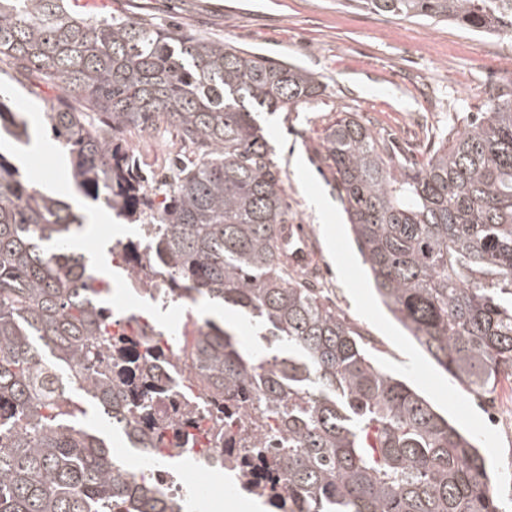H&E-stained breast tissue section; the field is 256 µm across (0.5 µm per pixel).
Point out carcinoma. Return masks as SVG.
Returning <instances> with one entry per match:
<instances>
[{
	"label": "carcinoma",
	"mask_w": 512,
	"mask_h": 512,
	"mask_svg": "<svg viewBox=\"0 0 512 512\" xmlns=\"http://www.w3.org/2000/svg\"><path fill=\"white\" fill-rule=\"evenodd\" d=\"M404 18L512 37V0H359ZM61 90L44 120L93 201L142 230L122 245L166 305L208 298L243 315L274 354L255 359L214 321L181 335L178 360L224 440L256 404L285 435L267 448L303 512H499L488 459L469 433L383 371L322 291L292 275L277 226L282 180L258 118L316 97L322 83L220 39L180 36L133 18L78 15L68 0H0V62ZM171 126L194 159L157 203L127 135ZM32 141L0 95V135ZM352 240L380 301L452 380L489 393L512 379V81L419 166L402 163L357 113L325 130ZM161 211L158 228L151 222ZM83 216L40 192L0 152V512H176L112 458V434L164 457L162 332L112 333L111 288L71 249Z\"/></svg>",
	"instance_id": "carcinoma-1"
}]
</instances>
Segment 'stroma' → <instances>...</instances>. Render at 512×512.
Listing matches in <instances>:
<instances>
[{"mask_svg":"<svg viewBox=\"0 0 512 512\" xmlns=\"http://www.w3.org/2000/svg\"><path fill=\"white\" fill-rule=\"evenodd\" d=\"M91 14L141 19L183 35L208 36L275 62L319 75L318 96L291 112L263 115L260 124L283 181L288 213L305 225L318 251L315 285L365 338L377 363L400 376L461 427L475 432L502 480V512H512V430L490 420L512 413V381L481 397L464 390L406 336L379 302L352 242L336 190L313 160L324 128L339 113L360 114L373 132L410 163H423L445 126L478 111L512 79V39L481 38L449 23L377 14L348 0H106ZM0 86L14 108L34 118L47 147L20 165L37 184L54 185L77 210L100 212L67 179L68 152L37 116L57 88L32 87L0 63ZM144 169L156 176L149 192L162 200L180 146L170 130L152 144Z\"/></svg>","mask_w":512,"mask_h":512,"instance_id":"obj_1","label":"stroma"}]
</instances>
